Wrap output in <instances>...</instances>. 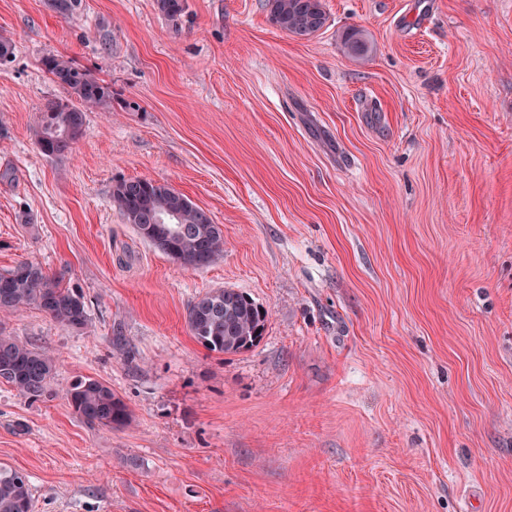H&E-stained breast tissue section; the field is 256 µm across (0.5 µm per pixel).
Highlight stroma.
<instances>
[{
	"instance_id": "obj_1",
	"label": "stroma",
	"mask_w": 512,
	"mask_h": 512,
	"mask_svg": "<svg viewBox=\"0 0 512 512\" xmlns=\"http://www.w3.org/2000/svg\"><path fill=\"white\" fill-rule=\"evenodd\" d=\"M0 0V271L83 292L81 332L0 320L55 364L0 384V463L34 512H512V0H323L301 40L265 0ZM364 30L369 55L341 35ZM107 84L64 155L36 146L62 90L45 56ZM168 183L224 233L187 269L110 200ZM232 288L268 312L219 354L190 304ZM80 377L130 423L81 419ZM65 395L84 421L106 428H118L130 422V412L124 401L105 383L81 377L67 387Z\"/></svg>"
}]
</instances>
